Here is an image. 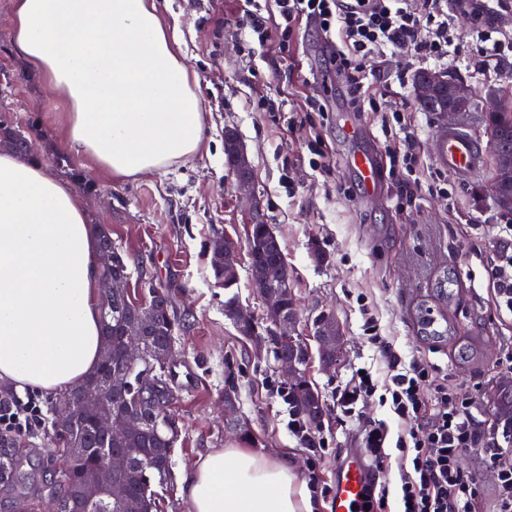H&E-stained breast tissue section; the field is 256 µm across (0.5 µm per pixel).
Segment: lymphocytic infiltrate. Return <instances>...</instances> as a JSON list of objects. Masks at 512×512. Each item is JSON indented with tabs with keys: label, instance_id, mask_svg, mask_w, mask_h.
Instances as JSON below:
<instances>
[{
	"label": "lymphocytic infiltrate",
	"instance_id": "obj_1",
	"mask_svg": "<svg viewBox=\"0 0 512 512\" xmlns=\"http://www.w3.org/2000/svg\"><path fill=\"white\" fill-rule=\"evenodd\" d=\"M268 15L252 14L247 27L266 39L270 24L307 21L324 37L339 33L329 58L346 84L350 103H358L366 62L380 50L403 53L428 62H441L448 53L453 18L443 0H428L425 12H413L407 0H356L342 10L339 0H272ZM379 349L390 372L385 387H378L370 372L357 371L336 395L342 407L374 397L384 389L403 424L395 446L406 460L398 489L400 512H474L480 489L458 459L464 449L483 448L498 469L496 512H512V453L497 442H485L476 429L466 393L449 389L435 379L420 360L403 361L388 341ZM45 420L39 399L32 392L9 391L0 396V443L7 444ZM388 431L373 426L364 437L371 462L365 502L368 512H388L390 483L385 477Z\"/></svg>",
	"mask_w": 512,
	"mask_h": 512
}]
</instances>
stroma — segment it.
Instances as JSON below:
<instances>
[{"instance_id": "stroma-1", "label": "stroma", "mask_w": 512, "mask_h": 512, "mask_svg": "<svg viewBox=\"0 0 512 512\" xmlns=\"http://www.w3.org/2000/svg\"><path fill=\"white\" fill-rule=\"evenodd\" d=\"M164 26L176 32L200 86L205 114L203 149L139 178H117L75 155L64 144L66 106L39 70L22 58L11 38L13 0H0V120L23 128L34 157L69 183L90 223L107 225L112 242L127 256L128 288L136 299L150 288H170L190 317L177 342V370L189 381L176 391L175 411L183 430L159 493L162 512H191L179 491L182 477L208 453L239 446L284 458L303 481L317 479L313 512H329L320 494L332 487L337 466L363 445L366 431L386 423L398 434L389 406L372 398L355 411H341L336 389L355 370L368 369L378 382L388 369L369 333L377 331L404 360L428 363L438 378L465 390L475 426L495 440L512 441V429L495 423L490 398L500 382L512 380V315L495 299L490 269L512 240L499 228L512 212L492 199L495 159L488 144L487 115L469 112L448 120L416 103L413 76L424 62L388 50L367 64L364 95L377 111H359L345 84L327 78L323 37L312 23L258 42L246 26L264 0H157ZM460 42L439 70H450L471 87L477 102L512 92V52L482 60L478 22L464 20L457 0H447ZM322 111H305L307 101ZM401 112L410 120L421 161L420 186L391 167L383 119ZM465 129L487 151L482 167L459 178L439 164L436 134ZM235 128L254 171V193L269 224L286 246L291 293L297 303L295 331L307 345L322 315L333 316L344 352L334 369L312 359L308 376L321 395L326 416L316 427L328 445L315 456L287 428L285 386L272 354L256 355L224 314L227 291L212 276L210 246L219 237L245 243L248 207L236 193L224 155V130ZM379 152L381 189L364 194L348 166L359 146ZM453 301H444L440 280ZM433 310L448 334L439 339L419 330L421 309ZM236 388L238 417L252 439L224 427V387ZM52 426L17 438L5 453L21 463V482L0 493V512H51L53 476L44 471ZM463 467L477 482L478 512H491L497 470L475 449Z\"/></svg>"}]
</instances>
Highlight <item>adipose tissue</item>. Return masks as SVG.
<instances>
[{
    "label": "adipose tissue",
    "mask_w": 512,
    "mask_h": 512,
    "mask_svg": "<svg viewBox=\"0 0 512 512\" xmlns=\"http://www.w3.org/2000/svg\"><path fill=\"white\" fill-rule=\"evenodd\" d=\"M11 36L68 105V148L115 177L152 174L203 146L198 79L153 0H14ZM100 258L75 191L0 152V382L82 383L101 345ZM192 512H312L288 461L245 448L182 480Z\"/></svg>",
    "instance_id": "ef3b65f1"
}]
</instances>
